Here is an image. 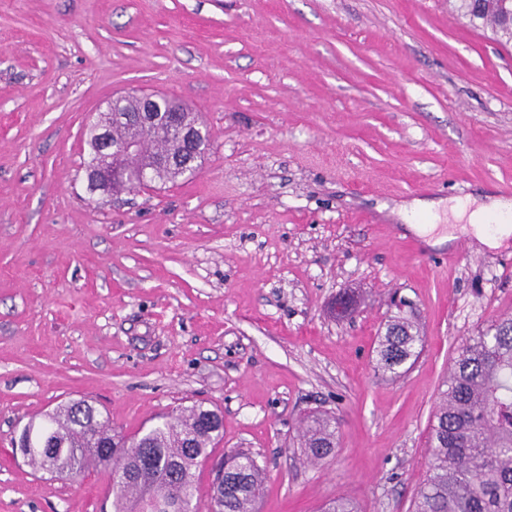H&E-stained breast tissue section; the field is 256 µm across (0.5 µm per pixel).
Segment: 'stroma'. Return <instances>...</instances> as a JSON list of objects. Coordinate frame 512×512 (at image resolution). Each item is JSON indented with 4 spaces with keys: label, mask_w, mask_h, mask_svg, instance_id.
<instances>
[{
    "label": "stroma",
    "mask_w": 512,
    "mask_h": 512,
    "mask_svg": "<svg viewBox=\"0 0 512 512\" xmlns=\"http://www.w3.org/2000/svg\"><path fill=\"white\" fill-rule=\"evenodd\" d=\"M125 93L198 112L197 176L89 193L88 126ZM507 184L512 42L455 0H0V512H112L110 472L14 448L72 400L127 434L219 409L212 458L268 465L259 512H410L453 356L512 317V238L443 211L432 248L396 209ZM400 301L423 344L394 378L374 363ZM317 409L338 447L312 466Z\"/></svg>",
    "instance_id": "obj_1"
}]
</instances>
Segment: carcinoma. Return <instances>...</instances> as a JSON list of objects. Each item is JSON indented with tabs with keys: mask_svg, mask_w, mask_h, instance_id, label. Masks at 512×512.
<instances>
[{
	"mask_svg": "<svg viewBox=\"0 0 512 512\" xmlns=\"http://www.w3.org/2000/svg\"><path fill=\"white\" fill-rule=\"evenodd\" d=\"M503 0H483L472 25L489 26L507 42L512 29L500 25ZM143 107L139 96H123L117 110L132 117ZM194 148L172 138L163 125L149 132L129 168L150 184L174 183L172 160L187 159ZM423 339L414 323L395 316L376 349L375 368L396 375L417 356ZM429 431L426 478L412 512H512V317H503L469 338L454 357ZM41 427L27 449L34 468L70 480L94 462L112 469V512H144L146 496H160L178 512H257L267 466L250 451L224 456L223 473L214 476L207 501L198 498L193 470L223 437V415L201 405L184 409L143 435L112 428L88 403L69 405ZM67 442L66 457L52 460L45 445ZM310 463L335 453L336 427L326 415H313L301 433Z\"/></svg>",
	"mask_w": 512,
	"mask_h": 512,
	"instance_id": "obj_1",
	"label": "carcinoma"
}]
</instances>
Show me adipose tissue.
Instances as JSON below:
<instances>
[{
  "label": "adipose tissue",
  "mask_w": 512,
  "mask_h": 512,
  "mask_svg": "<svg viewBox=\"0 0 512 512\" xmlns=\"http://www.w3.org/2000/svg\"><path fill=\"white\" fill-rule=\"evenodd\" d=\"M450 211L456 219L470 224L488 246H498L501 239L512 236V205L501 197L488 195L478 201H458Z\"/></svg>",
  "instance_id": "obj_1"
}]
</instances>
